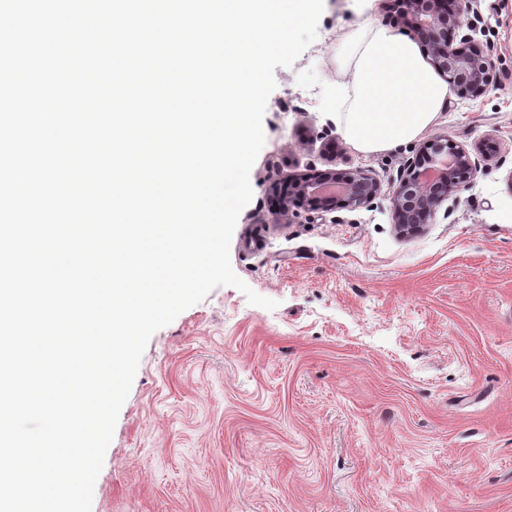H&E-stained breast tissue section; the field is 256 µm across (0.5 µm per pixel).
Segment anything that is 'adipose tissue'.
Segmentation results:
<instances>
[{
  "mask_svg": "<svg viewBox=\"0 0 512 512\" xmlns=\"http://www.w3.org/2000/svg\"><path fill=\"white\" fill-rule=\"evenodd\" d=\"M350 43L348 94L336 110V123L361 153L398 151L443 111L448 85L407 36L368 22Z\"/></svg>",
  "mask_w": 512,
  "mask_h": 512,
  "instance_id": "obj_1",
  "label": "adipose tissue"
}]
</instances>
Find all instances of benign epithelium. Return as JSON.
Returning a JSON list of instances; mask_svg holds the SVG:
<instances>
[{
    "label": "benign epithelium",
    "instance_id": "benign-epithelium-1",
    "mask_svg": "<svg viewBox=\"0 0 512 512\" xmlns=\"http://www.w3.org/2000/svg\"><path fill=\"white\" fill-rule=\"evenodd\" d=\"M471 11V0H390L396 23L414 33L434 69L460 98L474 100L485 94L495 74L488 46L475 37L477 24L462 22ZM478 169L465 147L446 137L428 141L421 159L391 191L393 223L407 233L431 223L443 202L469 185ZM380 193L381 184L361 171L302 174L289 183L282 212L291 203L313 211H354Z\"/></svg>",
    "mask_w": 512,
    "mask_h": 512
}]
</instances>
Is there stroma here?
<instances>
[{"label":"stroma","instance_id":"35a3bbf8","mask_svg":"<svg viewBox=\"0 0 512 512\" xmlns=\"http://www.w3.org/2000/svg\"><path fill=\"white\" fill-rule=\"evenodd\" d=\"M496 79L394 153L336 124L349 38L388 0H324L317 37L276 68L265 145L230 260L268 310L214 288L150 338L92 512H512V0H472ZM499 150L400 234L387 194L425 142ZM360 169L355 211L274 206L271 183Z\"/></svg>","mask_w":512,"mask_h":512}]
</instances>
